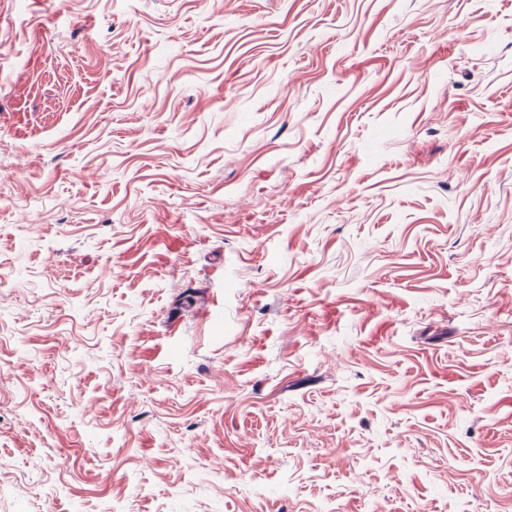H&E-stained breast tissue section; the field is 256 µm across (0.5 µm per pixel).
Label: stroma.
I'll use <instances>...</instances> for the list:
<instances>
[{"label":"stroma","mask_w":512,"mask_h":512,"mask_svg":"<svg viewBox=\"0 0 512 512\" xmlns=\"http://www.w3.org/2000/svg\"><path fill=\"white\" fill-rule=\"evenodd\" d=\"M0 512H512V0H0Z\"/></svg>","instance_id":"1"}]
</instances>
